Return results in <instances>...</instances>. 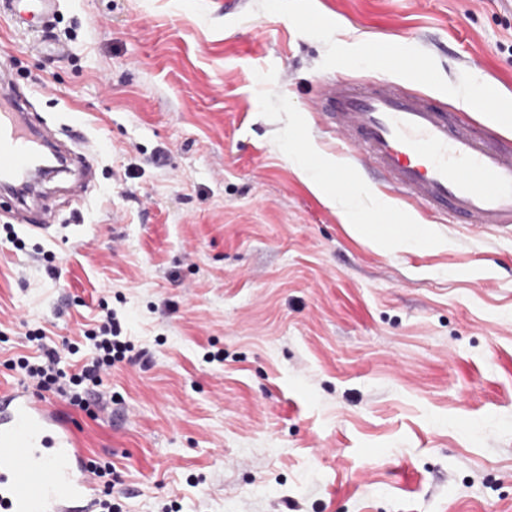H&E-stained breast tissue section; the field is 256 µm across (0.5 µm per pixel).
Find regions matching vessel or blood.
I'll use <instances>...</instances> for the list:
<instances>
[{
	"instance_id": "vessel-or-blood-1",
	"label": "vessel or blood",
	"mask_w": 512,
	"mask_h": 512,
	"mask_svg": "<svg viewBox=\"0 0 512 512\" xmlns=\"http://www.w3.org/2000/svg\"><path fill=\"white\" fill-rule=\"evenodd\" d=\"M58 0H0V15L36 30ZM321 117L337 139L375 160L410 198L479 229L512 228V149L449 122L426 98L379 80L323 85ZM48 141L0 75V184L35 166ZM99 488L71 417L28 387L0 392V512H95Z\"/></svg>"
}]
</instances>
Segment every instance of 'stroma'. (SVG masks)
<instances>
[{"label":"stroma","mask_w":512,"mask_h":512,"mask_svg":"<svg viewBox=\"0 0 512 512\" xmlns=\"http://www.w3.org/2000/svg\"><path fill=\"white\" fill-rule=\"evenodd\" d=\"M1 65L98 156L84 200L66 174L23 212L0 192V389L27 331L73 373L115 315L134 361L65 411L122 512H512V233L410 200L317 110L325 80L391 77L512 145L458 96L482 73L512 113V0H61L48 40L0 18ZM298 150L442 246L351 235Z\"/></svg>","instance_id":"stroma-1"}]
</instances>
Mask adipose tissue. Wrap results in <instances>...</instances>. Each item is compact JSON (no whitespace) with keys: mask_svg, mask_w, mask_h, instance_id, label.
Wrapping results in <instances>:
<instances>
[{"mask_svg":"<svg viewBox=\"0 0 512 512\" xmlns=\"http://www.w3.org/2000/svg\"><path fill=\"white\" fill-rule=\"evenodd\" d=\"M294 163L299 173L309 182L313 191L336 204L348 231L362 237L373 247L388 248H429L436 241L430 231L418 224H395L381 226L366 221L368 209L361 203L357 192L342 193L330 186L321 171L309 163L304 155H297Z\"/></svg>","mask_w":512,"mask_h":512,"instance_id":"ef3b65f1","label":"adipose tissue"}]
</instances>
